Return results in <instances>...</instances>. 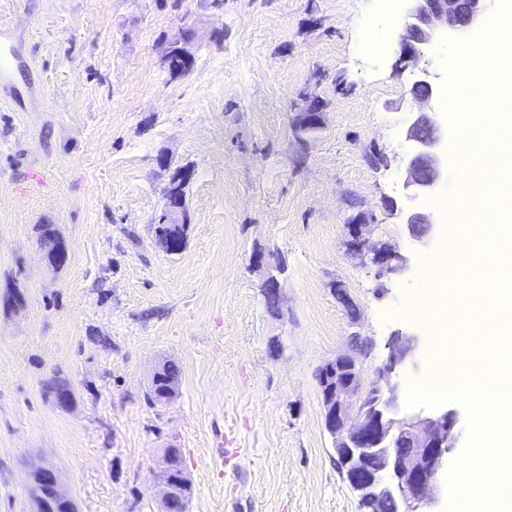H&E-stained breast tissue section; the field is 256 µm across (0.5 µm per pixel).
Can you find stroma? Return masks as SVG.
I'll return each instance as SVG.
<instances>
[{
	"instance_id": "35a3bbf8",
	"label": "stroma",
	"mask_w": 512,
	"mask_h": 512,
	"mask_svg": "<svg viewBox=\"0 0 512 512\" xmlns=\"http://www.w3.org/2000/svg\"><path fill=\"white\" fill-rule=\"evenodd\" d=\"M402 26L385 0H0V512H32L37 464L57 468L77 512H161L153 475L170 445L192 480L188 512H359L316 372L357 333L374 342L371 377L391 333L415 335L397 398L413 413L409 391L473 340L442 320L434 266L451 249L481 263L465 215L426 245L401 222L434 212L457 177L430 197L405 186ZM188 30L194 66L167 79L161 46ZM311 100L324 124L304 137ZM180 166L191 224L170 255L152 220ZM360 211L407 270L380 278L349 254ZM46 224L63 265L44 257ZM260 253L287 261L276 314ZM438 335L452 359L434 357ZM166 361L178 394L149 405Z\"/></svg>"
}]
</instances>
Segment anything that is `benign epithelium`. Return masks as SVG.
Returning <instances> with one entry per match:
<instances>
[{
	"instance_id": "benign-epithelium-1",
	"label": "benign epithelium",
	"mask_w": 512,
	"mask_h": 512,
	"mask_svg": "<svg viewBox=\"0 0 512 512\" xmlns=\"http://www.w3.org/2000/svg\"><path fill=\"white\" fill-rule=\"evenodd\" d=\"M404 24L399 35L400 68L412 69V94L418 108L406 138L410 142L406 167V187L426 196L443 174L448 151V123L439 113L424 111L420 105L435 93L429 72L419 67L425 52L442 37L458 38L476 34L484 26L490 0H402ZM192 36L164 43L160 66L169 70L168 54L194 60ZM298 127L308 133L321 127L323 105L316 104L297 113ZM189 172L177 168L165 192V206L155 219L154 241L164 252L175 253V244L186 242L190 224L183 189ZM410 235L423 243L435 230L431 215L414 212L404 216ZM369 220L359 215L350 220L347 250L357 258H367L377 275L402 272L409 259L391 245L378 246L370 239ZM353 352L336 356L318 369L316 378L323 403L325 427L333 438L338 469L356 497L359 512H441V475L448 454L458 443V412L450 406L426 414L401 417L396 395L397 368L414 349V339L403 332L391 336L386 346V362L370 381H364L358 354L364 338L350 337ZM366 342V341H364ZM371 348V342H366ZM31 475L41 477L56 499L69 500L59 488L57 470L39 465ZM162 487L163 512H186L179 490L191 485L184 471L156 479Z\"/></svg>"
}]
</instances>
